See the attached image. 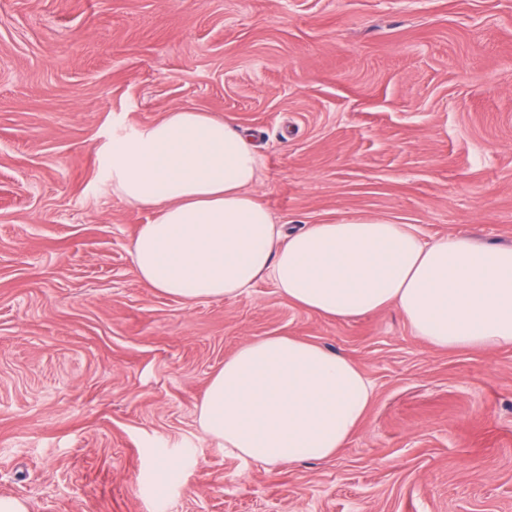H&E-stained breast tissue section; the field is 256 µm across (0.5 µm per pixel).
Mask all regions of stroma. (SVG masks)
<instances>
[{"label":"stroma","mask_w":512,"mask_h":512,"mask_svg":"<svg viewBox=\"0 0 512 512\" xmlns=\"http://www.w3.org/2000/svg\"><path fill=\"white\" fill-rule=\"evenodd\" d=\"M175 108L247 133L286 230L392 218L512 246V0H0V497L29 512H512V348L434 350L265 283L144 285L113 134ZM353 360L346 448L276 469L198 429L246 339ZM173 468L157 480L155 467Z\"/></svg>","instance_id":"stroma-1"}]
</instances>
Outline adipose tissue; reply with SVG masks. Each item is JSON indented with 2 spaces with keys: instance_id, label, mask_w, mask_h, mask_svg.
<instances>
[{
  "instance_id": "adipose-tissue-1",
  "label": "adipose tissue",
  "mask_w": 512,
  "mask_h": 512,
  "mask_svg": "<svg viewBox=\"0 0 512 512\" xmlns=\"http://www.w3.org/2000/svg\"><path fill=\"white\" fill-rule=\"evenodd\" d=\"M112 192L150 209L132 242L140 280L183 303L230 300L267 283L289 303L343 321L390 308L440 350L512 347V246L433 240L386 217L284 232L254 194L263 161L246 133L191 109L113 136ZM373 397L352 360L287 334L225 359L199 406L200 431L268 466L347 446Z\"/></svg>"
}]
</instances>
